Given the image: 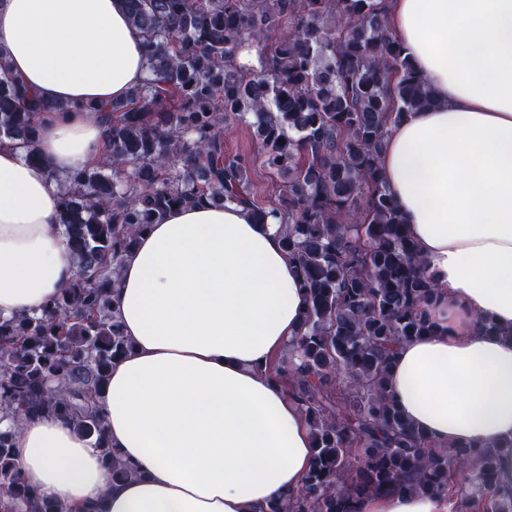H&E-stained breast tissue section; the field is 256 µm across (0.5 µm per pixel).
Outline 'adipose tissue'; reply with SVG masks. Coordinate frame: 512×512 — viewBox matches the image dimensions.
Returning <instances> with one entry per match:
<instances>
[{"mask_svg":"<svg viewBox=\"0 0 512 512\" xmlns=\"http://www.w3.org/2000/svg\"><path fill=\"white\" fill-rule=\"evenodd\" d=\"M433 103L391 126L385 182L438 286L440 332L402 343L389 391L442 447L497 449L512 492V0H386ZM0 55L64 112L40 118L38 167L0 143V319L40 314L79 273L58 222L60 180L98 159L97 108L148 74L122 0H0ZM132 348L97 399L135 470L116 481L93 441L53 414L0 420L14 464L58 512H264L295 493L312 436L269 371L301 325L304 291L278 226L246 208H175L141 235L109 290ZM499 334L486 333L480 318ZM360 512H448L393 492Z\"/></svg>","mask_w":512,"mask_h":512,"instance_id":"obj_1","label":"adipose tissue"}]
</instances>
